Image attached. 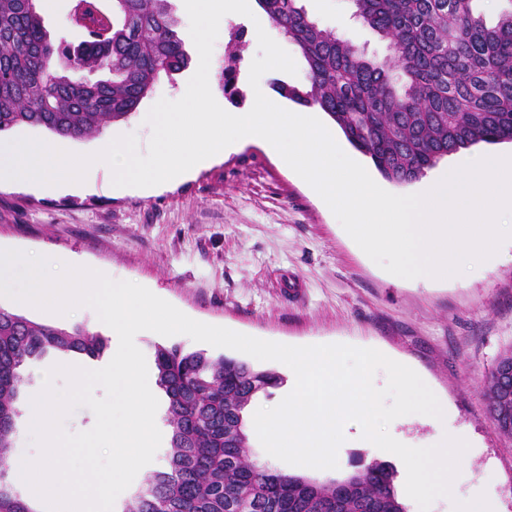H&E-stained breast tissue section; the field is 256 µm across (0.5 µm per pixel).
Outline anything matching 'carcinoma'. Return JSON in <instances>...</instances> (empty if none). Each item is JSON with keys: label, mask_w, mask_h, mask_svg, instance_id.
I'll return each instance as SVG.
<instances>
[{"label": "carcinoma", "mask_w": 512, "mask_h": 512, "mask_svg": "<svg viewBox=\"0 0 512 512\" xmlns=\"http://www.w3.org/2000/svg\"><path fill=\"white\" fill-rule=\"evenodd\" d=\"M351 17L386 43L378 55L323 27L301 0H257L303 57L307 82L277 92L316 106L395 185L420 180L444 158L478 144L512 143V0L495 24L478 0H350ZM169 0H112V22L73 46L53 43L30 0H0V133L37 127L83 139L136 112L160 75L190 58ZM105 337L88 326L40 323L0 306V512H37L9 482L24 384L21 368L49 355L99 358ZM157 385L168 398L166 464L126 500L124 512H406L394 467L372 461L320 481L251 460L246 411L281 385L247 361L154 345ZM505 350L483 398L506 436L512 404L497 401Z\"/></svg>", "instance_id": "carcinoma-1"}]
</instances>
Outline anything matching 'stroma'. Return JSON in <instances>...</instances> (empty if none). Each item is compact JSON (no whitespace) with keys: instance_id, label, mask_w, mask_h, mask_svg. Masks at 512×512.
Masks as SVG:
<instances>
[{"instance_id":"obj_1","label":"stroma","mask_w":512,"mask_h":512,"mask_svg":"<svg viewBox=\"0 0 512 512\" xmlns=\"http://www.w3.org/2000/svg\"><path fill=\"white\" fill-rule=\"evenodd\" d=\"M310 17L354 44L378 49L350 19L348 0H302ZM251 20L224 18L210 68L212 94L247 112L249 71L258 53ZM245 30L234 66L237 93H224V56ZM195 66L160 77L137 112L108 127L146 149L145 118L160 99L177 100ZM88 188L47 195L0 183V249L105 269L148 288L190 318L259 339L303 346L378 348L412 365L454 423L471 435L473 466L464 494L493 492L512 512V437L488 418L483 381L512 346V241L497 262L467 268L451 283L389 274L343 229L317 192L262 144L224 153L211 166L152 192L112 191V172H88Z\"/></svg>"}]
</instances>
